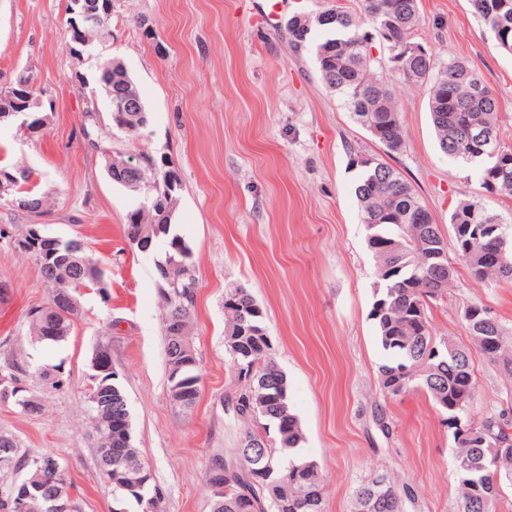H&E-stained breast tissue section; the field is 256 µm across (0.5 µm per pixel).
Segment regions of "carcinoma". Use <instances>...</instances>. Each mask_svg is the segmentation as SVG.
Segmentation results:
<instances>
[{
    "mask_svg": "<svg viewBox=\"0 0 512 512\" xmlns=\"http://www.w3.org/2000/svg\"><path fill=\"white\" fill-rule=\"evenodd\" d=\"M472 12L493 33L498 48L512 54V0H469ZM336 12V22L323 23L320 17ZM420 22L419 0H326L321 9L293 14L288 18V39L293 50L313 55L325 87L336 93L355 120L389 151L405 147L402 112L388 81L380 70L386 68L405 82L425 89L428 110L440 149L454 160L478 173L486 193L512 197V148L498 146L494 156L470 142L477 127L499 134V103L493 90L467 62L452 59L443 65L430 57L410 56L393 62V50ZM384 39L387 66L373 56L370 39ZM100 80L112 84V91L127 92L125 74L108 75L99 69ZM481 93H476V88ZM112 129L128 136L142 130L126 121L108 98ZM141 178L148 182L147 204L127 214L125 237L129 245L142 249L148 227L158 232L155 240L164 245L155 263L156 271L170 269L171 278L158 275L163 300L162 330L168 371V392L172 404L191 411L200 398L199 360L185 363V347L191 343L190 329L196 316L197 288L193 253L176 232L172 217L181 184L173 185L155 167L153 155L140 153ZM361 168L356 186L362 224L378 268L379 282L374 289L371 318L378 340L388 354L379 367L383 395L392 398L411 391H422L446 415L447 423H471L483 444L455 441V470L460 496L457 512H492L502 485H512V462L498 465L500 449L512 451V415L499 414L474 418L470 405L475 398V362L499 367L512 378V342L494 314L493 323L477 329L465 322L471 344L451 336L433 335L429 318L432 307L448 302L457 275L448 257L447 243L431 213L419 201L413 188L391 166L371 158H354ZM32 171L25 167L0 169V181L14 183L9 206L32 219L44 213L45 197L31 187ZM498 219L479 199L458 204L450 216L457 259L477 282L492 284L512 281V238L505 228L496 239L469 243L463 229L469 224H486ZM495 249L500 261H485V252ZM27 255L36 263L50 290L49 305L29 312L30 336L39 342H59L73 328V316L59 298L76 297L97 281H105V270L92 258L86 246L72 239L52 244L41 241ZM225 343L229 365L241 391L237 418L244 424L241 444L234 459L220 456L208 460L206 474L224 467V495L213 497V512H323V477L319 464L298 455L304 434L288 400V382L271 356L270 336L264 311L245 288L224 289ZM101 394L112 400L114 421L105 409L88 402V416L96 435V448L112 449V471L97 463L100 478L112 487L118 499L133 498L139 512H163L164 493L149 480L139 490L123 486L126 468L144 466L132 437L127 397L112 374H101L97 381ZM267 440L266 447L251 444ZM0 448L15 459L14 472H24L21 481L40 482L50 488H71L62 470H53L54 455H30L14 435L0 432ZM356 512H406L411 499L409 488L393 476L381 473L355 491Z\"/></svg>",
    "mask_w": 512,
    "mask_h": 512,
    "instance_id": "1",
    "label": "carcinoma"
}]
</instances>
